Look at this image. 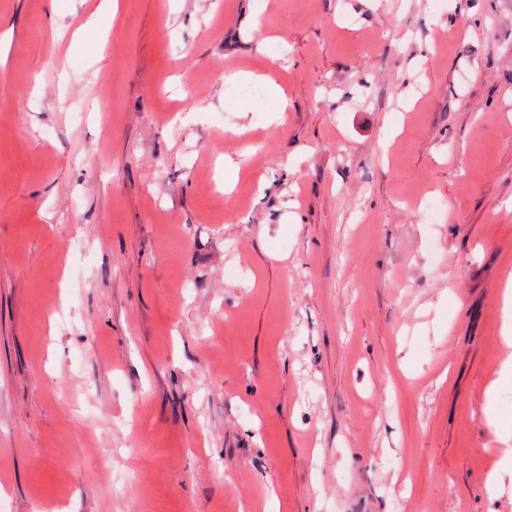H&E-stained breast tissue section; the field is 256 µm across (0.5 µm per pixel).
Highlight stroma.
<instances>
[{"label":"stroma","mask_w":512,"mask_h":512,"mask_svg":"<svg viewBox=\"0 0 512 512\" xmlns=\"http://www.w3.org/2000/svg\"><path fill=\"white\" fill-rule=\"evenodd\" d=\"M118 2L0 0L5 512H512V0ZM117 0H103L99 10L86 20L80 30L81 36H93L102 26L111 23L116 11ZM112 7V14L110 12Z\"/></svg>","instance_id":"35a3bbf8"}]
</instances>
